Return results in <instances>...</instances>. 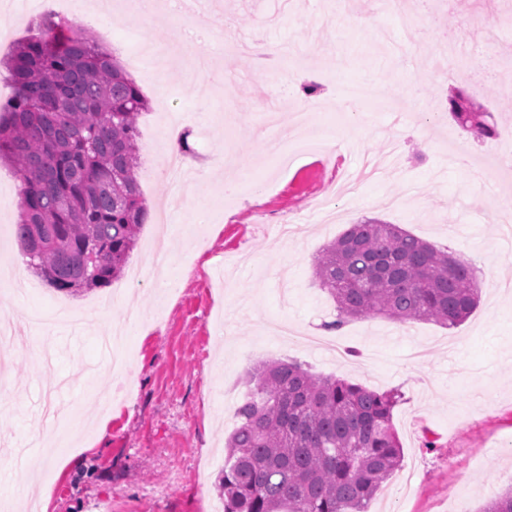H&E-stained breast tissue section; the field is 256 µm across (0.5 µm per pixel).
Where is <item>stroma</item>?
I'll use <instances>...</instances> for the list:
<instances>
[{
	"instance_id": "35a3bbf8",
	"label": "stroma",
	"mask_w": 512,
	"mask_h": 512,
	"mask_svg": "<svg viewBox=\"0 0 512 512\" xmlns=\"http://www.w3.org/2000/svg\"><path fill=\"white\" fill-rule=\"evenodd\" d=\"M209 12L168 14V25L185 39L169 42L166 28L134 12H120L111 30L94 27L98 42L123 50L130 37L144 39L167 57L152 81L139 86L153 108L138 119L140 188L149 208L127 268L141 273L111 285L70 293L34 272L33 293L12 290L0 275V299L14 295L11 318L25 323L31 308L64 305L87 310L104 300L106 318L78 327L43 330L27 326V343L38 353L16 356L0 381V491L25 503L36 496L24 454H38L35 437L68 441L45 460L38 482L50 495L49 512H94L105 501L111 512H199L200 501L219 495L224 439L237 425L236 409L249 372L261 362L295 358L312 372L375 391L398 390L392 411L402 457L368 512H479L512 487V254L499 245L494 196L512 195V169L497 160L512 136V94L496 82L474 86L466 78L475 61L512 62V0H410L403 24L386 0H207ZM372 17L365 26L361 17ZM277 47L265 70L253 48ZM455 52L458 71H432L436 50ZM318 72L320 100L349 102L353 112L331 113L329 126L345 141L319 154L274 166L266 142L267 109L308 84ZM459 90L488 112L495 136L474 139L454 119L434 123L431 107L449 109ZM187 115L181 135L195 153L185 163L206 167L216 151L237 170L253 172L263 195L232 199L219 221L197 215L224 194L221 181L195 187L178 221L171 224L172 287L163 305L154 302L149 248L158 230V207L168 195L157 147L161 99ZM464 150L471 167L448 158ZM397 152L393 168L339 195L340 175L361 177L364 157ZM13 167L0 161V190L11 204L0 212V262L18 249L20 212ZM337 197L338 221L322 223L316 204ZM305 217L299 238L281 225ZM376 219L399 225L436 247L452 248L480 275V302L461 325L432 321L398 323L377 315L322 332L336 307L315 283L314 263L324 246L350 225ZM137 310L148 318L124 350L129 374H101L106 359L99 337L107 321ZM271 318L288 320L299 334L324 336L311 349L264 334ZM345 346L336 355L334 344ZM109 408L106 431L88 417L92 397ZM94 444L92 454L70 456L71 447Z\"/></svg>"
}]
</instances>
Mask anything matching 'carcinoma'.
Returning <instances> with one entry per match:
<instances>
[{
	"label": "carcinoma",
	"instance_id": "carcinoma-1",
	"mask_svg": "<svg viewBox=\"0 0 512 512\" xmlns=\"http://www.w3.org/2000/svg\"><path fill=\"white\" fill-rule=\"evenodd\" d=\"M0 98V159L20 178L15 225L28 268L59 291L101 288L124 271L148 207L139 184L138 118L149 100L120 60L52 15L8 56ZM450 112L475 137H492L487 112ZM315 281L349 318L385 315L456 326L476 308L472 266L396 224H352L316 258ZM402 399L293 361L253 373L236 410L219 478L224 512H368L397 469L392 410ZM479 512H512V489Z\"/></svg>",
	"mask_w": 512,
	"mask_h": 512
}]
</instances>
